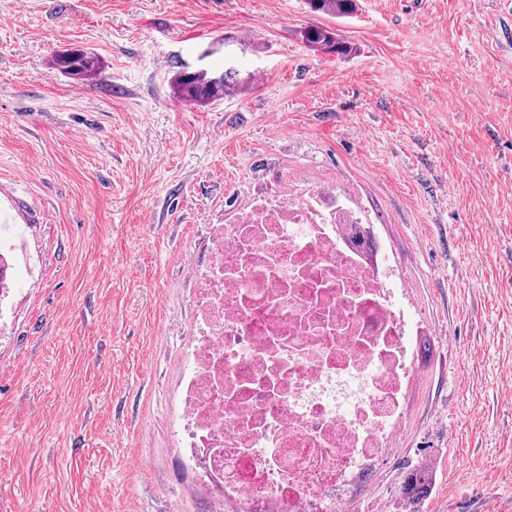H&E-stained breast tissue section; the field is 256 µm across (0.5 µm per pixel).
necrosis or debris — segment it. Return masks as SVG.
<instances>
[{"mask_svg":"<svg viewBox=\"0 0 512 512\" xmlns=\"http://www.w3.org/2000/svg\"><path fill=\"white\" fill-rule=\"evenodd\" d=\"M357 196L322 182L210 225L180 392L186 467L240 512H346L399 432L415 315Z\"/></svg>","mask_w":512,"mask_h":512,"instance_id":"necrosis-or-debris-1","label":"necrosis or debris"}]
</instances>
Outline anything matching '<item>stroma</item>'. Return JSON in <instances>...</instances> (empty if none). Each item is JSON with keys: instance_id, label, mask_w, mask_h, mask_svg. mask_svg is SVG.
Segmentation results:
<instances>
[{"instance_id": "35a3bbf8", "label": "stroma", "mask_w": 512, "mask_h": 512, "mask_svg": "<svg viewBox=\"0 0 512 512\" xmlns=\"http://www.w3.org/2000/svg\"><path fill=\"white\" fill-rule=\"evenodd\" d=\"M0 0V512H235L182 465L209 225L333 181L409 282L403 431L348 512H512V7L501 0ZM335 30L352 51L310 48ZM79 46L77 80L53 64ZM240 91L176 99L177 71ZM354 0H306V4L314 13L346 17L354 11ZM302 39L317 51L346 55L352 51L351 46L338 41L335 34L326 28L312 26L302 32ZM54 63L62 74L74 79H88L100 68L99 58L94 53L76 47L59 52ZM432 485V470L424 465L414 468L407 476L403 494L410 504L426 496Z\"/></svg>"}]
</instances>
